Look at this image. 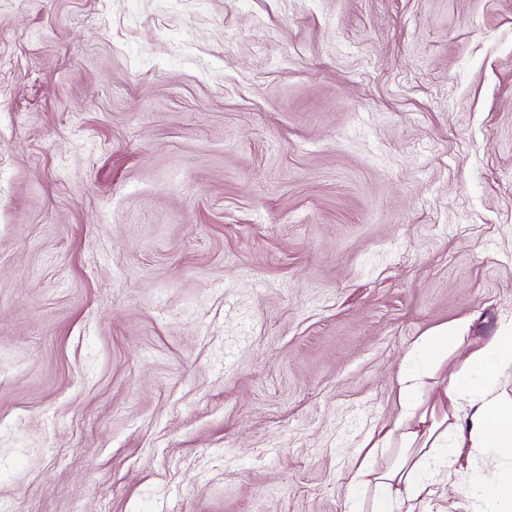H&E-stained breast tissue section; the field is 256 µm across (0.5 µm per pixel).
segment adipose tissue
<instances>
[{
    "label": "adipose tissue",
    "mask_w": 512,
    "mask_h": 512,
    "mask_svg": "<svg viewBox=\"0 0 512 512\" xmlns=\"http://www.w3.org/2000/svg\"><path fill=\"white\" fill-rule=\"evenodd\" d=\"M473 323L468 315L432 328L407 353L399 373L398 414L391 426L372 433L350 474L351 483L370 495L367 507L357 512H418L436 494L458 501L466 494L472 455L484 448L509 461L482 482L488 512H512V393L502 386L512 369V321L479 340L437 399L427 403L416 397L422 382L413 370L415 360L427 357L432 371H440L449 353L467 341ZM438 451L453 458L454 467L434 462Z\"/></svg>",
    "instance_id": "1"
}]
</instances>
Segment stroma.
<instances>
[{
  "label": "stroma",
  "mask_w": 512,
  "mask_h": 512,
  "mask_svg": "<svg viewBox=\"0 0 512 512\" xmlns=\"http://www.w3.org/2000/svg\"><path fill=\"white\" fill-rule=\"evenodd\" d=\"M465 315L512 0H0V512H346Z\"/></svg>",
  "instance_id": "obj_1"
}]
</instances>
